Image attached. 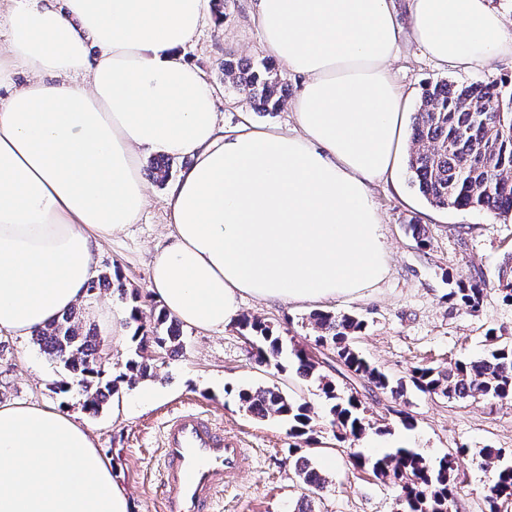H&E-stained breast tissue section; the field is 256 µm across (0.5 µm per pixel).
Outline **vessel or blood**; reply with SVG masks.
<instances>
[{
    "instance_id": "obj_1",
    "label": "vessel or blood",
    "mask_w": 512,
    "mask_h": 512,
    "mask_svg": "<svg viewBox=\"0 0 512 512\" xmlns=\"http://www.w3.org/2000/svg\"><path fill=\"white\" fill-rule=\"evenodd\" d=\"M253 460L242 439L196 409L166 422L162 448V512H213L218 492L236 485Z\"/></svg>"
}]
</instances>
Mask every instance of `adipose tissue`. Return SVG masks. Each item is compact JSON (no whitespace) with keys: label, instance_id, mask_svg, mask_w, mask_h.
<instances>
[{"label":"adipose tissue","instance_id":"ef3b65f1","mask_svg":"<svg viewBox=\"0 0 512 512\" xmlns=\"http://www.w3.org/2000/svg\"><path fill=\"white\" fill-rule=\"evenodd\" d=\"M206 0H14L0 25V331L32 336L86 299L99 242L147 203L138 162L189 165L167 190L171 242L150 291L220 330L243 297L354 296L387 274L372 182L396 180L410 99L401 39L465 72L512 53L493 0H251L267 51L301 83L293 129L218 133L215 91L184 49ZM0 512H132L68 410L0 402Z\"/></svg>","mask_w":512,"mask_h":512}]
</instances>
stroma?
Segmentation results:
<instances>
[{"label": "stroma", "instance_id": "obj_1", "mask_svg": "<svg viewBox=\"0 0 512 512\" xmlns=\"http://www.w3.org/2000/svg\"><path fill=\"white\" fill-rule=\"evenodd\" d=\"M187 59L204 72L216 93L219 123L225 132L242 121L258 127L294 126L289 109L264 112L224 83L226 59H268L259 30L250 15V0H226L224 12L207 6L204 23L185 49ZM396 82L419 99L422 87L445 79L454 83L476 81L501 83L512 93V57L492 59L483 69L462 72L435 67L417 45L402 40L390 66ZM150 158H143L140 175L147 186L148 201L137 223L102 241L100 271L120 270L127 289L137 290L143 311L156 300L148 290L150 264L156 246L165 244L169 214L165 183L150 174ZM370 198L382 217V233L388 252V273L375 287L353 298L320 303V310L337 315H355L367 327L359 347L383 370L400 377L420 363L448 361L482 355L488 330H496L512 343V303L498 292V275L512 269V217L483 210L438 209L430 206L412 185L408 172L397 183L374 182ZM421 224L429 241L419 246L406 230ZM482 271L487 296L479 313L449 301V276H471ZM130 301L108 288L91 293L78 310L84 327L94 328L102 338L105 367L116 375L134 355L129 336L112 333V313L126 310ZM310 307L264 302L251 297L240 304V315L261 318L276 333L304 348H312L313 333L303 322ZM183 348L163 352L153 362V377L123 387L91 414L82 407L77 392H56L63 379L62 364L44 354L34 337L0 335V398L36 399L50 407L69 410L94 434L112 474L129 492L133 512H160V464L162 430L177 410L190 406L208 415L218 426L242 438L252 459V469L234 487L225 490L215 512H297L301 490L294 469L288 464V433L273 420L261 421L240 411L234 389L277 383L299 395L314 413L325 411L314 381L295 371L272 374L258 365L254 351L237 324L224 330L183 329ZM370 416L389 424L392 435L368 436V447L410 446L435 458L457 449L467 455L457 476L455 512H485L484 489L490 473L477 455L482 448L512 451V401L493 403L449 402L429 398L409 389L406 398L393 399L379 393L364 397ZM412 414L413 430H404L403 414ZM312 466L328 472L331 484L312 504L314 512H395L397 493L371 474L346 464V448L338 446L331 431H323L317 444L307 450Z\"/></svg>", "mask_w": 512, "mask_h": 512}]
</instances>
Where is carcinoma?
Segmentation results:
<instances>
[{
  "mask_svg": "<svg viewBox=\"0 0 512 512\" xmlns=\"http://www.w3.org/2000/svg\"><path fill=\"white\" fill-rule=\"evenodd\" d=\"M224 82L245 95L263 111L275 112L285 103L284 86L271 67L260 62L241 65L224 60ZM407 166L412 182L432 206L440 209H482L493 213L512 212V97L504 99L496 83L472 82L457 85L445 79L427 84L412 116ZM116 286L132 301L128 328L136 344L135 357L125 363V371L108 378L100 353V339L84 329L69 310L35 336L43 351L60 362L66 377L55 383V390L68 393L77 388L84 396L83 407L92 414L129 386L153 376V354L183 349L181 322L161 308L143 322L141 296L123 288L119 270L103 272L92 280L88 291ZM484 280L460 277L449 289L448 300L471 312L481 308ZM315 347L336 355L344 371L356 380L388 393L394 399L406 395L407 385L434 398L450 401L495 402L512 400V344L502 345L494 330L486 339L488 349L478 359H455L446 366L418 365L407 378L393 380L371 365L357 350L356 342L366 328L364 320L351 315L336 316L316 311L308 318ZM239 328L255 345L256 361L279 372L286 371L283 338L259 318L244 317ZM297 372L316 377L327 402L326 419L340 443L361 441L369 434H389L387 425L372 423L358 392H345L319 373L321 363L303 348H292ZM240 408L252 416L273 418L287 426L294 439L295 454L317 442L318 423L311 407L284 394L278 387H257L237 391ZM461 448L441 457L429 458L413 448H397L366 455L352 448L348 462L371 473L397 491V512H452ZM484 466L491 472L484 495L487 512H512V461L499 448L481 450ZM295 474L311 494L326 489L331 480L310 467L303 456L296 457Z\"/></svg>",
  "mask_w": 512,
  "mask_h": 512,
  "instance_id": "cac0c4a2",
  "label": "carcinoma"
}]
</instances>
